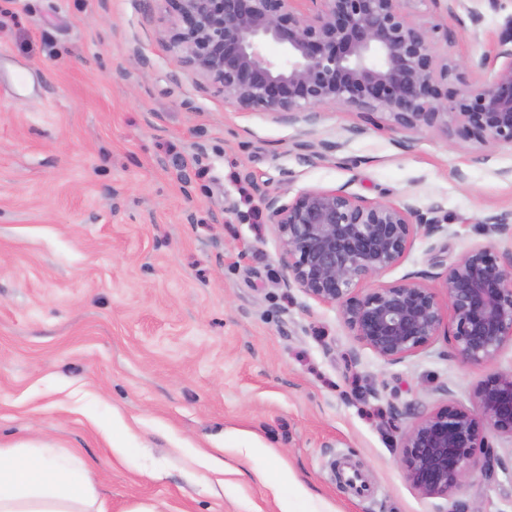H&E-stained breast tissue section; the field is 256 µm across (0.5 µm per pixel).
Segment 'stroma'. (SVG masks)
<instances>
[{"mask_svg": "<svg viewBox=\"0 0 512 512\" xmlns=\"http://www.w3.org/2000/svg\"><path fill=\"white\" fill-rule=\"evenodd\" d=\"M480 37L432 0L418 23L450 34L474 83L512 0H463ZM143 0H0V444L75 450L110 512H446L407 482L409 418L512 370L451 354L446 337L392 364L359 343L338 307L285 288L281 245L255 192L293 199L349 184L370 200L410 194L448 226L449 261L512 249L481 221L512 209V147L390 123L342 161L303 163V126L241 112L167 47ZM235 205L225 213V201ZM416 236L377 288L428 269ZM126 424L125 456L112 451ZM227 449L245 477L203 454ZM456 501L512 512V469L466 481Z\"/></svg>", "mask_w": 512, "mask_h": 512, "instance_id": "35a3bbf8", "label": "stroma"}]
</instances>
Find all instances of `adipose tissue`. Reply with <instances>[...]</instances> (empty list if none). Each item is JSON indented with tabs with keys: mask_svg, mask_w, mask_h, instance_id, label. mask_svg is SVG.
<instances>
[{
	"mask_svg": "<svg viewBox=\"0 0 512 512\" xmlns=\"http://www.w3.org/2000/svg\"><path fill=\"white\" fill-rule=\"evenodd\" d=\"M0 512H109L77 453L37 444L0 445Z\"/></svg>",
	"mask_w": 512,
	"mask_h": 512,
	"instance_id": "adipose-tissue-1",
	"label": "adipose tissue"
}]
</instances>
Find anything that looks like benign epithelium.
Listing matches in <instances>:
<instances>
[{
  "label": "benign epithelium",
  "instance_id": "benign-epithelium-1",
  "mask_svg": "<svg viewBox=\"0 0 512 512\" xmlns=\"http://www.w3.org/2000/svg\"><path fill=\"white\" fill-rule=\"evenodd\" d=\"M160 2L171 22L169 48L240 111L312 125L319 107L340 104L373 126L386 117L403 130L436 129L451 146L474 139L512 147V19L492 47L499 67L473 86L465 63L438 52L448 33L412 22L406 0H310V12L300 0ZM295 147L312 163L344 143L307 139ZM260 196L280 238L284 286L339 307L349 333L386 362L445 336L455 358L487 364L512 342V256L477 245L448 265L441 246L431 258L436 273H410L360 294L403 260L415 236H439L444 225L411 199L370 201L344 185L306 189L291 201ZM485 223L512 238V211ZM502 437L512 439V371L479 383L470 407L447 398L415 417L400 463L418 493L447 500L467 479L503 465L493 446Z\"/></svg>",
  "mask_w": 512,
  "mask_h": 512
}]
</instances>
